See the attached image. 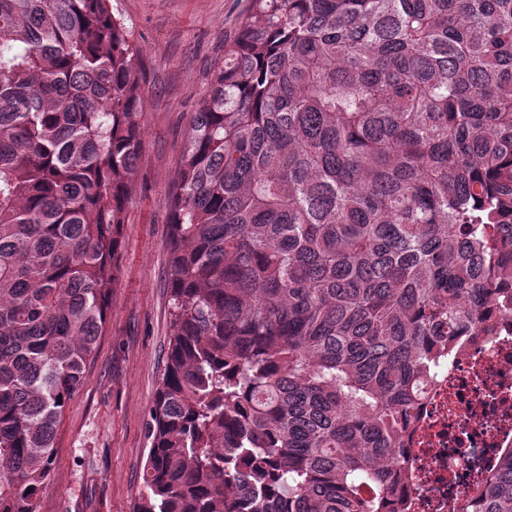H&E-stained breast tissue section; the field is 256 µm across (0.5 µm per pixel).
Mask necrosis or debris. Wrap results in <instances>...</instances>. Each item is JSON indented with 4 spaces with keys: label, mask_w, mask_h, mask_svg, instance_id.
Returning <instances> with one entry per match:
<instances>
[{
    "label": "necrosis or debris",
    "mask_w": 512,
    "mask_h": 512,
    "mask_svg": "<svg viewBox=\"0 0 512 512\" xmlns=\"http://www.w3.org/2000/svg\"><path fill=\"white\" fill-rule=\"evenodd\" d=\"M490 318L494 330L441 372L408 438L413 512H449L512 450V318L495 307Z\"/></svg>",
    "instance_id": "necrosis-or-debris-1"
}]
</instances>
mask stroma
<instances>
[{"label":"stroma","instance_id":"obj_1","mask_svg":"<svg viewBox=\"0 0 512 512\" xmlns=\"http://www.w3.org/2000/svg\"><path fill=\"white\" fill-rule=\"evenodd\" d=\"M144 69L146 109L113 288L85 385L65 409L39 512H133L144 491L147 421L170 335L169 226L163 199L188 118L208 91L249 0H112Z\"/></svg>","mask_w":512,"mask_h":512}]
</instances>
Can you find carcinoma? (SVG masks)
<instances>
[{"instance_id": "obj_1", "label": "carcinoma", "mask_w": 512, "mask_h": 512, "mask_svg": "<svg viewBox=\"0 0 512 512\" xmlns=\"http://www.w3.org/2000/svg\"><path fill=\"white\" fill-rule=\"evenodd\" d=\"M137 54L111 0H0V512L112 310ZM209 86L135 512H407L428 387L512 316V0H251ZM474 503L512 512V453Z\"/></svg>"}]
</instances>
